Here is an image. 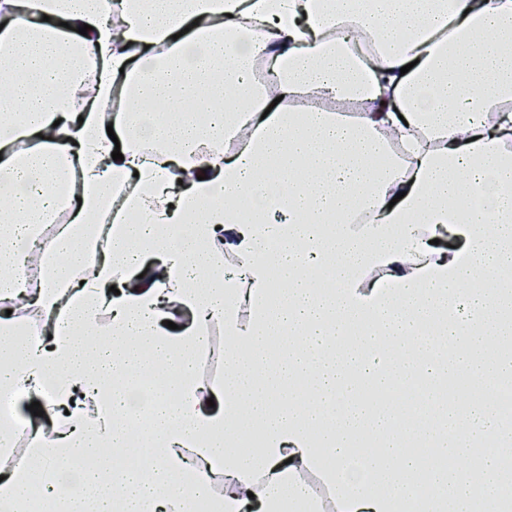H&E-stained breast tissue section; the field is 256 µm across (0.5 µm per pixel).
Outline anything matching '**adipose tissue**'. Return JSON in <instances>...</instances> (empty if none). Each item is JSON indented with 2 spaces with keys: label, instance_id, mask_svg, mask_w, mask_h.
Returning <instances> with one entry per match:
<instances>
[{
  "label": "adipose tissue",
  "instance_id": "ef3b65f1",
  "mask_svg": "<svg viewBox=\"0 0 512 512\" xmlns=\"http://www.w3.org/2000/svg\"><path fill=\"white\" fill-rule=\"evenodd\" d=\"M0 81V512H512V0H0Z\"/></svg>",
  "mask_w": 512,
  "mask_h": 512
}]
</instances>
